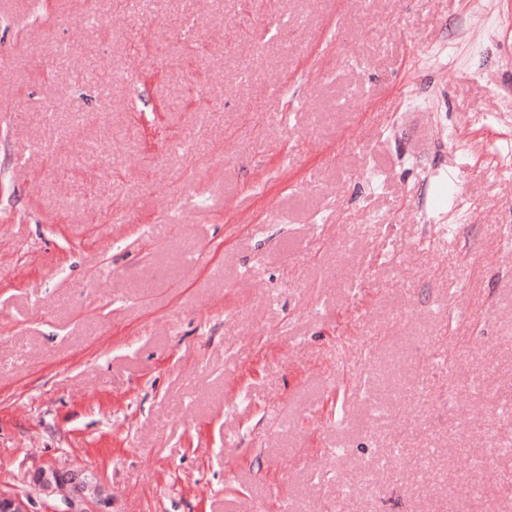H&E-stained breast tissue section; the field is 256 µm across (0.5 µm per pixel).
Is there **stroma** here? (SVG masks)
Wrapping results in <instances>:
<instances>
[{
  "label": "stroma",
  "mask_w": 512,
  "mask_h": 512,
  "mask_svg": "<svg viewBox=\"0 0 512 512\" xmlns=\"http://www.w3.org/2000/svg\"><path fill=\"white\" fill-rule=\"evenodd\" d=\"M130 2L0 10V491L512 512V0ZM29 484L46 497H57L66 509L53 512H104L111 504L104 496V490L98 476L85 468L59 469L48 463L29 478ZM76 502L91 503L94 510H74Z\"/></svg>",
  "instance_id": "stroma-1"
}]
</instances>
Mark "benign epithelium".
I'll return each mask as SVG.
<instances>
[{"label":"benign epithelium","mask_w":512,"mask_h":512,"mask_svg":"<svg viewBox=\"0 0 512 512\" xmlns=\"http://www.w3.org/2000/svg\"><path fill=\"white\" fill-rule=\"evenodd\" d=\"M29 484L40 494L55 497L65 505L54 512H76L77 502L93 504L92 512H106L110 505L98 476L85 468L63 470L48 463L30 475ZM32 505L28 493L0 491V512H33Z\"/></svg>","instance_id":"obj_1"}]
</instances>
